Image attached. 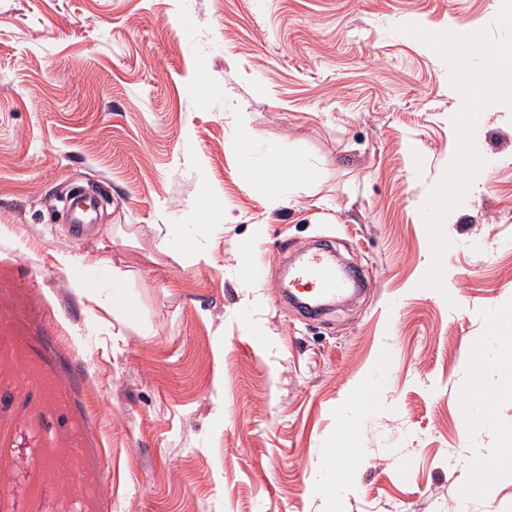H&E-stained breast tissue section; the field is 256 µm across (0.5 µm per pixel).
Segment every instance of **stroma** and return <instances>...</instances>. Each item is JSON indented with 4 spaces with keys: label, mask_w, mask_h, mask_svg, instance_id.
Returning <instances> with one entry per match:
<instances>
[{
    "label": "stroma",
    "mask_w": 512,
    "mask_h": 512,
    "mask_svg": "<svg viewBox=\"0 0 512 512\" xmlns=\"http://www.w3.org/2000/svg\"><path fill=\"white\" fill-rule=\"evenodd\" d=\"M499 8L0 0V512H325L313 477L373 386L345 512H512V110L481 114L483 191L444 224L452 308L419 287L420 208L455 152L458 94L395 31H476ZM275 151L315 173L274 208L245 173ZM76 188L101 198L78 238L58 215ZM203 189L220 202L201 214ZM170 224L211 263L161 250ZM316 243L374 284L304 317L281 287ZM63 252L98 253L85 290ZM116 280L137 306L121 321ZM493 312L490 390L461 401ZM66 448L82 451L73 491ZM466 449L501 460L473 491Z\"/></svg>",
    "instance_id": "1"
}]
</instances>
